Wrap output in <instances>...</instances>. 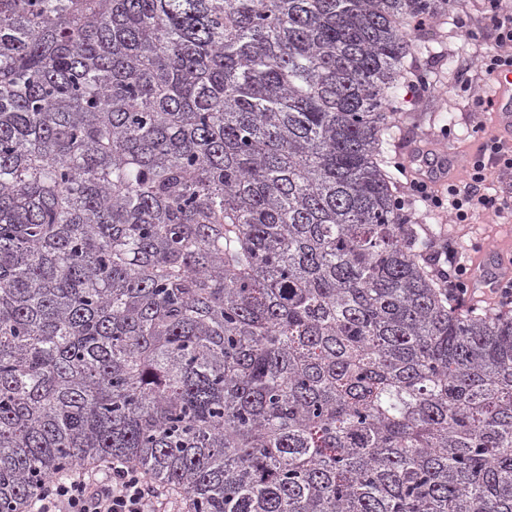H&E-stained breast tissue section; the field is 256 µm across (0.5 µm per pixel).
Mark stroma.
Here are the masks:
<instances>
[{"instance_id": "1", "label": "stroma", "mask_w": 512, "mask_h": 512, "mask_svg": "<svg viewBox=\"0 0 512 512\" xmlns=\"http://www.w3.org/2000/svg\"><path fill=\"white\" fill-rule=\"evenodd\" d=\"M464 25L470 27V34L461 33ZM422 34L428 50L408 58L407 78L413 84L427 79L429 87L421 96L407 94L397 113L385 146L384 159L389 165L407 160V147L414 141L442 142L464 153L482 128L497 126L493 112L476 104L490 86L480 61L495 48L483 0H450L447 14L426 23ZM448 230L465 242L512 248V223H497L490 214L479 215L470 224L449 225Z\"/></svg>"}]
</instances>
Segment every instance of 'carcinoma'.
<instances>
[{"label":"carcinoma","instance_id":"obj_1","mask_svg":"<svg viewBox=\"0 0 512 512\" xmlns=\"http://www.w3.org/2000/svg\"><path fill=\"white\" fill-rule=\"evenodd\" d=\"M449 0H0V512L130 459L198 512H512V317L399 222Z\"/></svg>","mask_w":512,"mask_h":512}]
</instances>
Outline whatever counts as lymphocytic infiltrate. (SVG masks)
Listing matches in <instances>:
<instances>
[{
    "label": "lymphocytic infiltrate",
    "instance_id": "1",
    "mask_svg": "<svg viewBox=\"0 0 512 512\" xmlns=\"http://www.w3.org/2000/svg\"><path fill=\"white\" fill-rule=\"evenodd\" d=\"M495 49L483 57L487 78L499 69L512 67V17L501 14L500 0H488ZM403 177L399 207L422 204L427 214L449 216L451 223L468 224L474 216L491 212L512 219V195L492 189L494 176L512 174V144L498 134L484 133L465 157L462 177L438 183L420 175L413 165L395 163ZM433 273L457 303L470 297L468 279L472 258L463 245L442 239L432 256ZM37 512H197L194 499L185 491L157 482L131 460L115 458L95 467H78L69 477L44 480L36 495Z\"/></svg>",
    "mask_w": 512,
    "mask_h": 512
}]
</instances>
